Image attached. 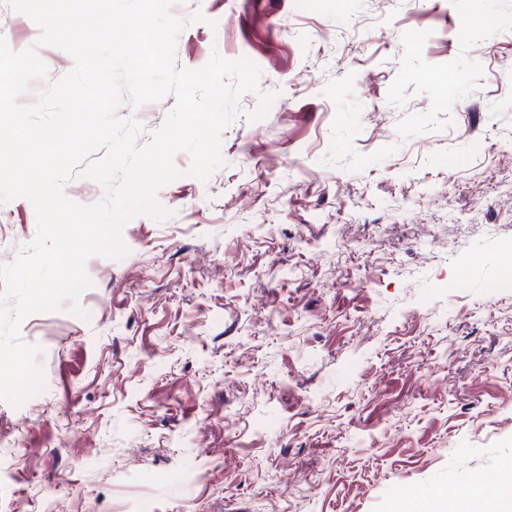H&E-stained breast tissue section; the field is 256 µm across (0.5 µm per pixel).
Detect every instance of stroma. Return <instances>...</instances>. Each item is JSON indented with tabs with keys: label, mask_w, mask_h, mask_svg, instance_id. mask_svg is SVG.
<instances>
[{
	"label": "stroma",
	"mask_w": 512,
	"mask_h": 512,
	"mask_svg": "<svg viewBox=\"0 0 512 512\" xmlns=\"http://www.w3.org/2000/svg\"><path fill=\"white\" fill-rule=\"evenodd\" d=\"M202 21H193L194 13ZM178 66L245 58L222 167L158 193L27 318L0 512H395L512 460V0H175ZM36 23L0 2V37ZM274 94L268 114L260 93ZM37 230L0 203V264ZM81 456H74V449Z\"/></svg>",
	"instance_id": "obj_1"
}]
</instances>
